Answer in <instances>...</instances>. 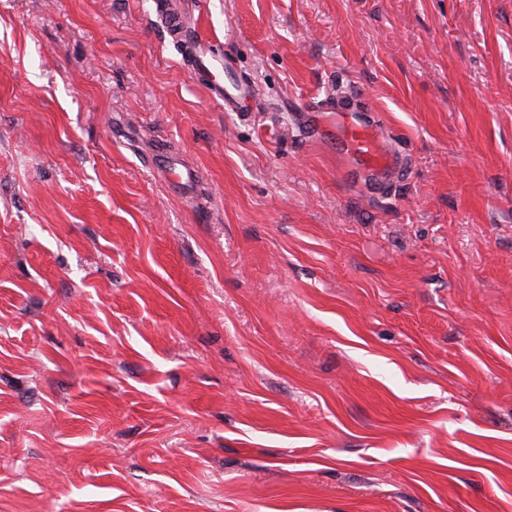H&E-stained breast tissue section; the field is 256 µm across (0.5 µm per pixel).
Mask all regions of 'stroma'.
<instances>
[{
	"label": "stroma",
	"mask_w": 512,
	"mask_h": 512,
	"mask_svg": "<svg viewBox=\"0 0 512 512\" xmlns=\"http://www.w3.org/2000/svg\"><path fill=\"white\" fill-rule=\"evenodd\" d=\"M174 2L0 0V512H512V0ZM185 42L187 47V58L185 63H188L191 73L195 77L203 75L204 68L209 74L212 73L210 67L216 69L230 70L232 68V61L230 58L213 56L211 48L206 42L197 39L187 34L185 35ZM204 67V68H203ZM212 92L218 98L224 100V107L227 111L234 112L238 108V104L247 95L245 85L225 86L224 83L212 81ZM336 126L341 152L358 167L376 172H391L398 160L382 146L373 125L348 117L347 110H336Z\"/></svg>",
	"instance_id": "1"
}]
</instances>
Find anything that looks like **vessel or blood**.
<instances>
[{
  "label": "vessel or blood",
  "instance_id": "obj_1",
  "mask_svg": "<svg viewBox=\"0 0 512 512\" xmlns=\"http://www.w3.org/2000/svg\"><path fill=\"white\" fill-rule=\"evenodd\" d=\"M168 29L171 36H184L187 44V58L191 73L200 76L205 69L216 68L228 70L232 61L226 57L213 56L206 42L188 36L182 17L178 13H170L167 17ZM212 92L222 99L226 110H236L240 101L247 95L245 85L226 86L213 83ZM336 126L341 152L352 160L358 167L376 172H390L397 168L398 160L382 146L373 125L360 123L349 118L345 110H337Z\"/></svg>",
  "mask_w": 512,
  "mask_h": 512
}]
</instances>
